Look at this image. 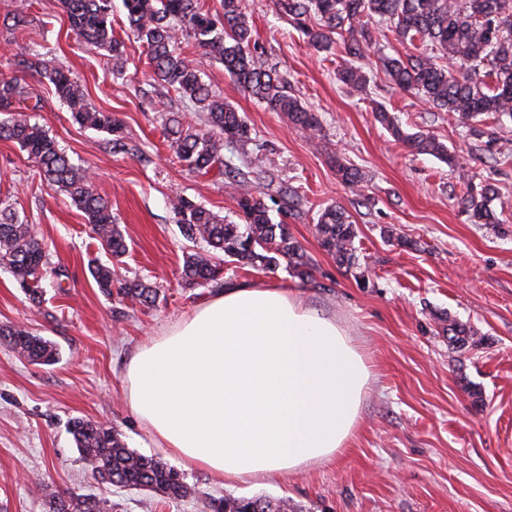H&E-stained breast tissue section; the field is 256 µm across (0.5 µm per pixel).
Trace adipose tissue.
Returning <instances> with one entry per match:
<instances>
[{
    "label": "adipose tissue",
    "mask_w": 512,
    "mask_h": 512,
    "mask_svg": "<svg viewBox=\"0 0 512 512\" xmlns=\"http://www.w3.org/2000/svg\"><path fill=\"white\" fill-rule=\"evenodd\" d=\"M370 377L335 317L294 289L233 281L141 345L125 383L155 447L233 487L334 461Z\"/></svg>",
    "instance_id": "obj_1"
}]
</instances>
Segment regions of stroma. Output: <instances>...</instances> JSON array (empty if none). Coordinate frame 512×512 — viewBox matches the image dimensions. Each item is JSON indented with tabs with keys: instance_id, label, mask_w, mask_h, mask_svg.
I'll return each mask as SVG.
<instances>
[{
	"instance_id": "35a3bbf8",
	"label": "stroma",
	"mask_w": 512,
	"mask_h": 512,
	"mask_svg": "<svg viewBox=\"0 0 512 512\" xmlns=\"http://www.w3.org/2000/svg\"><path fill=\"white\" fill-rule=\"evenodd\" d=\"M27 34L12 42L0 25V70L17 52L57 58L82 85L91 105L123 124L125 150L108 133L74 123L46 78L22 84L41 108L32 115L70 160L94 174L95 190L112 204L128 235L129 252L116 274L157 286L153 308H117L89 274L91 260L108 262L84 214L44 182L17 143L0 139V199L24 211L62 269L65 291L45 282L42 310L31 308L12 273L0 265V327L27 326L54 341L59 359L35 365L0 346V512H46L42 488L106 500L111 512H201L195 497L168 500L154 492L96 480L68 431L74 417L116 427L128 448L162 457L131 413L124 373L137 347L191 314L215 285L181 279L192 243L170 207L183 194L220 215L233 216L234 191L219 171L189 173L174 160L161 115L182 113L203 127L201 113L152 80L148 51L128 29L121 0H112V33L127 64L113 71L100 51L70 35L59 0H28ZM264 59L286 72L294 94L318 116L323 130L307 134L286 115L241 91L219 61L199 55L203 78L247 121L251 139L224 149L251 186L292 185L300 213L274 214L288 224L313 263L300 280L285 268L258 271L225 264L224 281L276 284L299 291L312 307L336 317L369 358L372 376L361 424L336 461L310 467L283 482L224 487L177 460L173 466L196 490L215 496L284 499L290 512H512V212L502 223L475 224L464 212L463 186L438 158L416 154L376 121L383 105L407 132L435 135L463 156L475 181L492 179L512 194V122L496 139L475 147L454 115L392 86L374 59L366 91L336 79L339 50L316 52L276 11L274 0H249ZM361 170L362 194L336 176L334 157ZM336 204L358 229L354 242L366 282L340 266L318 241L320 211ZM473 329L478 346L448 341V322Z\"/></svg>"
}]
</instances>
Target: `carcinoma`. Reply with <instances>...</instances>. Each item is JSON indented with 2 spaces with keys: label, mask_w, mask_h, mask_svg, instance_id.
Listing matches in <instances>:
<instances>
[{
  "label": "carcinoma",
  "mask_w": 512,
  "mask_h": 512,
  "mask_svg": "<svg viewBox=\"0 0 512 512\" xmlns=\"http://www.w3.org/2000/svg\"><path fill=\"white\" fill-rule=\"evenodd\" d=\"M129 30L147 47L152 79L171 89L205 114V128L184 123L177 112L164 116L170 148L178 161L194 172L224 163V145L250 140V129L236 108L212 90L201 75L199 64L178 51L180 38L224 65L227 75L243 92L258 99L273 112H281L298 129L316 133L318 118L291 91L284 72L266 65L253 40L247 0H219V10L205 11L199 0H122ZM69 29L76 40L108 52L116 67L125 62L123 42L112 35V0H60ZM278 13L304 36L306 45L318 52L341 48L342 63L336 76L342 84L362 89L367 75L362 61L371 54L389 81L441 112L457 116L469 135L493 134L476 126L478 117L491 115L497 121L512 120V0H275ZM384 22L396 40L407 42L415 52L392 56L377 48L374 21ZM450 60V69L443 61ZM49 79L56 97L64 102L73 121L122 141L120 120L110 112L91 106L81 85L55 60L42 55L15 54L14 69L0 71V139L11 140L26 151L39 173L71 199L91 224L100 245L119 264L128 253L126 236L112 216L107 198L93 189L90 169L75 165L55 138L36 122L19 113L16 104L23 94L21 74ZM377 119L394 137L419 154L432 155L448 165L465 187L461 203L476 224H497L498 214L512 210V197L495 184L475 183L460 159L435 136L408 133L386 110ZM341 182L361 194L363 176L353 165L336 159ZM225 174L235 186V201L242 223L177 195L171 210L183 238L208 249L186 254L183 279L196 286L214 282L230 260L257 270H274L286 263L293 276L307 280L312 265L288 225L273 222L275 209L297 210L300 197L291 186L278 194H256L239 171ZM315 230L320 246L347 267L357 265L354 240L357 227L341 207L330 204L320 213ZM0 264L9 267L19 288L32 306L43 304V281L55 273L45 244L28 216L7 205L0 209ZM90 274L98 288L119 304L153 307L159 290L140 278L114 284L112 266L97 263ZM0 343L32 364L52 365L59 358L56 345L32 334L26 327L0 328ZM70 433L82 460L93 477L120 488H137L181 500L196 494L183 475L164 461L140 455L127 447L115 427L75 417ZM48 512H110L107 501L43 487ZM202 512H284L285 500L226 498L200 494Z\"/></svg>",
  "instance_id": "carcinoma-1"
}]
</instances>
